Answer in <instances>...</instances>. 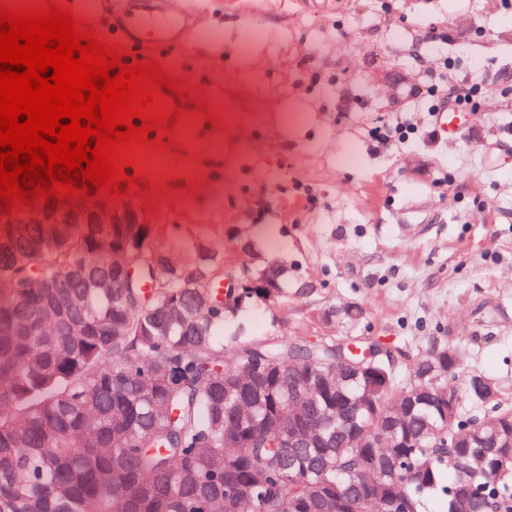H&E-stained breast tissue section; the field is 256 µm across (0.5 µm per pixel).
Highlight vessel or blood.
Masks as SVG:
<instances>
[{"label": "vessel or blood", "mask_w": 512, "mask_h": 512, "mask_svg": "<svg viewBox=\"0 0 512 512\" xmlns=\"http://www.w3.org/2000/svg\"><path fill=\"white\" fill-rule=\"evenodd\" d=\"M200 15L191 0L175 8L171 0H154L153 7L143 6L141 0H77L76 16L92 27H100L104 17L112 19V39L121 47L145 52L157 46L172 52L186 51L194 37ZM206 129L204 114L183 107L174 127L165 131V141H176L184 151L196 147Z\"/></svg>", "instance_id": "1"}]
</instances>
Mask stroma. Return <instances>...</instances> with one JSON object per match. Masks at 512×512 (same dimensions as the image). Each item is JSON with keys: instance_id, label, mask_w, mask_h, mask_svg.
I'll use <instances>...</instances> for the list:
<instances>
[{"instance_id": "1", "label": "stroma", "mask_w": 512, "mask_h": 512, "mask_svg": "<svg viewBox=\"0 0 512 512\" xmlns=\"http://www.w3.org/2000/svg\"><path fill=\"white\" fill-rule=\"evenodd\" d=\"M204 32L156 51L194 99L220 100L192 153L154 148L134 166L159 241L179 260L238 244L288 268V294L255 300L225 336L378 339L396 357L456 346L462 373L497 379L512 405V7L501 0H199ZM261 38L241 47L245 27ZM436 41L457 79L488 89L452 140L434 135L414 49ZM220 57L222 73L205 56ZM302 113L284 125L282 110ZM409 132L376 142L377 124ZM356 148L359 161L341 155ZM362 306L360 326L325 310Z\"/></svg>"}]
</instances>
